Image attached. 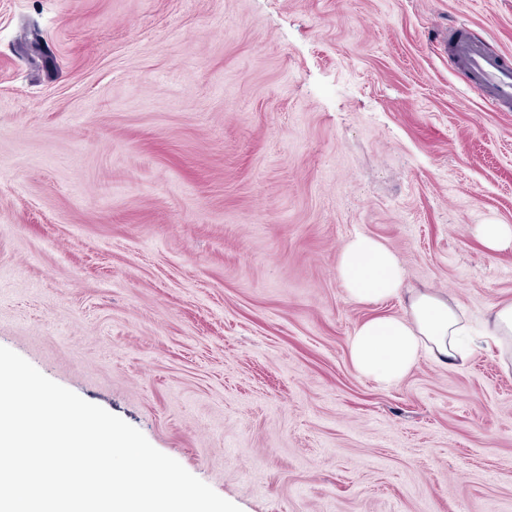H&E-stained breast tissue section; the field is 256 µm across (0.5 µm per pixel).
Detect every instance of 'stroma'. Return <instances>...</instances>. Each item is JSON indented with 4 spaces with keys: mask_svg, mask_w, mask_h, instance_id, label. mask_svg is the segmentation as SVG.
Masks as SVG:
<instances>
[{
    "mask_svg": "<svg viewBox=\"0 0 512 512\" xmlns=\"http://www.w3.org/2000/svg\"><path fill=\"white\" fill-rule=\"evenodd\" d=\"M460 22L512 54V0H0V346L242 512H512L497 349L381 388L347 341L404 304L336 277L362 233L475 324L512 301ZM474 233L491 253L512 248L511 224H478L474 228Z\"/></svg>",
    "mask_w": 512,
    "mask_h": 512,
    "instance_id": "1",
    "label": "stroma"
}]
</instances>
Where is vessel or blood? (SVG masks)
Instances as JSON below:
<instances>
[{
  "mask_svg": "<svg viewBox=\"0 0 512 512\" xmlns=\"http://www.w3.org/2000/svg\"><path fill=\"white\" fill-rule=\"evenodd\" d=\"M452 53L481 89L487 104L501 112L512 110L511 57L489 53L484 43L469 31L454 41Z\"/></svg>",
  "mask_w": 512,
  "mask_h": 512,
  "instance_id": "obj_1",
  "label": "vessel or blood"
}]
</instances>
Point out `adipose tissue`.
Segmentation results:
<instances>
[{
  "mask_svg": "<svg viewBox=\"0 0 512 512\" xmlns=\"http://www.w3.org/2000/svg\"><path fill=\"white\" fill-rule=\"evenodd\" d=\"M336 275L348 298L357 304L407 299L399 316H376L360 323L347 348L355 371L381 387L403 381L421 358L462 365L480 337L499 350L503 368L512 367V302L490 308L483 336H475L464 310L437 295L409 289L406 270L383 242L356 234L342 245Z\"/></svg>",
  "mask_w": 512,
  "mask_h": 512,
  "instance_id": "obj_1",
  "label": "adipose tissue"
}]
</instances>
